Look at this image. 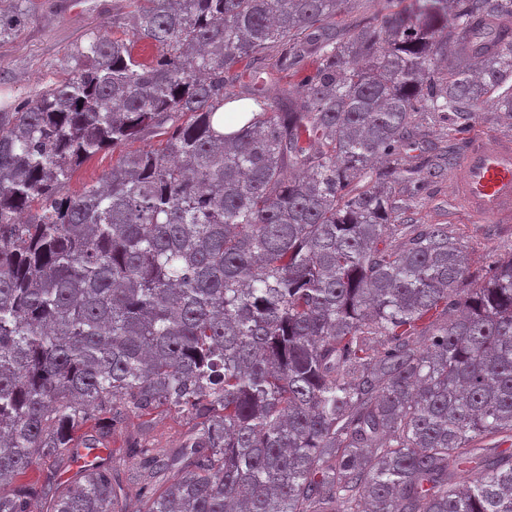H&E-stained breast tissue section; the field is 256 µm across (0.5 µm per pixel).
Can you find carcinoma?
Returning a JSON list of instances; mask_svg holds the SVG:
<instances>
[{
	"instance_id": "cac0c4a2",
	"label": "carcinoma",
	"mask_w": 512,
	"mask_h": 512,
	"mask_svg": "<svg viewBox=\"0 0 512 512\" xmlns=\"http://www.w3.org/2000/svg\"><path fill=\"white\" fill-rule=\"evenodd\" d=\"M380 2L341 38L347 0H126L128 31L0 102V512H127L128 485L135 512H512V252L464 293L448 225L392 192L447 155L408 159L418 114L512 118V41L481 36L512 0ZM36 10L0 0V43ZM267 60L301 76L274 102ZM160 407L194 421L178 447L144 421L130 465L60 481L87 423ZM110 168H112V149L99 152L75 169L66 188L71 193H78L86 185L95 183Z\"/></svg>"
}]
</instances>
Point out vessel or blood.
Wrapping results in <instances>:
<instances>
[{
	"label": "vessel or blood",
	"mask_w": 512,
	"mask_h": 512,
	"mask_svg": "<svg viewBox=\"0 0 512 512\" xmlns=\"http://www.w3.org/2000/svg\"><path fill=\"white\" fill-rule=\"evenodd\" d=\"M451 188L472 221L512 222V139L469 136L451 175Z\"/></svg>",
	"instance_id": "vessel-or-blood-1"
}]
</instances>
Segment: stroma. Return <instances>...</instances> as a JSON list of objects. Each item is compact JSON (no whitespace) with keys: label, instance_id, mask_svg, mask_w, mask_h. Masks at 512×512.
Returning a JSON list of instances; mask_svg holds the SVG:
<instances>
[{"label":"stroma","instance_id":"1","mask_svg":"<svg viewBox=\"0 0 512 512\" xmlns=\"http://www.w3.org/2000/svg\"><path fill=\"white\" fill-rule=\"evenodd\" d=\"M121 0H43L39 15L13 41L0 45V70L9 72L5 95L18 99L63 77L64 58L86 32L111 29L112 11ZM400 211L416 224H444L463 248L467 262L462 288L471 289L489 276L496 259L512 251L511 224H476L452 196L449 176L398 185Z\"/></svg>","mask_w":512,"mask_h":512}]
</instances>
